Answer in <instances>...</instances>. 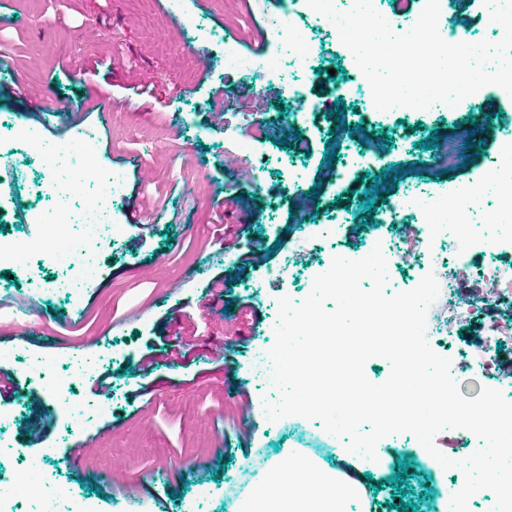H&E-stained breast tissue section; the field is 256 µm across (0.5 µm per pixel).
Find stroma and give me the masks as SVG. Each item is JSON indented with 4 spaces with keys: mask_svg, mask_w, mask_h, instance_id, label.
<instances>
[{
    "mask_svg": "<svg viewBox=\"0 0 512 512\" xmlns=\"http://www.w3.org/2000/svg\"><path fill=\"white\" fill-rule=\"evenodd\" d=\"M284 0H186L185 14L173 15L169 0H0V169L18 173L14 191L0 193V236L22 244L31 229L29 210H54L56 195L40 161L22 144L34 129L54 146L72 144L71 130L40 126L33 104L62 107L81 128L95 132L89 156L98 173L117 169L122 191L108 208L110 222L123 225L118 239L107 238L91 254L96 278L83 284L79 308H71L69 283L61 270L39 255L10 264L0 261V352L24 392L0 400V485L15 487L31 459H42L47 482L68 493L94 498L97 512H239L228 503L231 487L249 466L264 458L297 455L302 424L273 425L265 415L267 395L253 381L254 349L274 342L271 327L278 298L303 300L310 292L308 272L324 255L322 247L295 253L305 222L338 225V243L359 250L379 222L366 204L381 205L372 192L373 177L392 173L393 195L417 184L437 192L488 177L501 151V134L512 130V99L486 86L452 112L439 108L381 112L366 107L361 85L341 64L331 33L315 28L320 52L316 73L303 78L287 67L289 80H303L318 110L307 123L297 122L284 82H262L220 67L205 35L188 32L191 18L204 27L224 30L229 41L251 54L267 20L281 12ZM451 13L464 15L453 31L478 40H494L482 0H453ZM335 70L333 82L321 83L319 70ZM287 79V80H288ZM123 101L125 110L104 113L103 98ZM222 107L224 123H208L212 106ZM488 113L481 125L475 118ZM192 114L185 123L184 114ZM342 122H335V114ZM269 116L279 122L277 138L262 136L258 154L266 159L254 180L234 181L224 167L234 152V132L247 117ZM365 128L366 139L355 136ZM458 132L480 146L466 165L436 172L432 150L420 147L433 134ZM313 145L311 155L291 150L298 139ZM371 158L368 169H354L344 185L324 180L326 157L335 166L354 154ZM196 163L184 165V155ZM347 205H336L340 194ZM238 197L236 208L225 207ZM160 212L155 232L141 246L130 242L139 230L129 219L138 201ZM253 221L244 232L234 224L239 212ZM285 240L269 264L241 270L235 258L249 247ZM232 262H225V255ZM294 262L292 278L274 272ZM42 298L37 335L21 336L12 323L21 298ZM178 338L186 356L159 364L147 374L141 357L160 352ZM50 355L58 375L75 364L91 362L95 371H115L112 391L96 394L89 378L78 379L73 398L83 403L80 418L47 391L33 375L28 359ZM35 392L52 418L42 444L27 446L23 430L31 423L28 392ZM149 398V416L140 411ZM98 437L94 452L66 456L80 440ZM141 453L129 457L130 444ZM377 512H397L392 477L407 465L408 512H448L446 502L457 483L425 466L414 439L386 437L379 450Z\"/></svg>",
    "mask_w": 512,
    "mask_h": 512,
    "instance_id": "obj_1",
    "label": "stroma"
}]
</instances>
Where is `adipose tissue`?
Returning a JSON list of instances; mask_svg holds the SVG:
<instances>
[{"label": "adipose tissue", "instance_id": "adipose-tissue-1", "mask_svg": "<svg viewBox=\"0 0 512 512\" xmlns=\"http://www.w3.org/2000/svg\"><path fill=\"white\" fill-rule=\"evenodd\" d=\"M366 498L362 482L325 473L305 458L289 466L277 459L267 461L244 512H352Z\"/></svg>", "mask_w": 512, "mask_h": 512}]
</instances>
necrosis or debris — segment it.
<instances>
[{
	"mask_svg": "<svg viewBox=\"0 0 512 512\" xmlns=\"http://www.w3.org/2000/svg\"><path fill=\"white\" fill-rule=\"evenodd\" d=\"M314 21L330 27L326 17L316 13L306 0H290L284 12L269 21L270 31L277 37L283 51L289 52L297 67L308 70L315 56L316 44L306 26ZM208 38L218 49V58L225 68L249 75L255 80L281 78L278 58L265 54H242L238 47L226 41L220 30H211ZM28 152L38 158L44 166L53 186L58 191V206L52 212H36L30 219L36 228L24 246L14 244L0 246V258L18 257L20 252L39 254L51 263L66 270L75 283L70 300L79 306L81 294L78 286L92 280L97 267L87 261L86 256L100 244L105 234L121 237V225H107L106 209L111 198L116 196L123 184V174L114 170L105 177L101 197L86 204L80 216V231L72 233L67 220V208L75 188L84 186L92 175L88 160H75L72 149L48 145L36 135L24 139ZM484 189L477 183L455 190L449 195H438L422 191L420 186L408 185L405 191L385 204L381 214L382 225L390 224L409 210L424 216L431 233L427 240L407 251L398 250L385 240L380 229L373 230L364 252H371L374 245H381L389 267L417 265L424 271L433 272L439 283V294L435 307L447 309V319L426 318V337L433 350L451 360L462 361L463 357L478 356L482 372L499 374L503 361L512 358V322L504 313L512 306V220L502 217L500 212L489 215L495 233L489 234L475 224L449 225L444 217L445 209L464 211L468 202ZM452 231L455 248L451 255H437L433 244L444 231ZM476 325L478 332L469 336L462 350L448 347V326L466 330Z\"/></svg>",
	"mask_w": 512,
	"mask_h": 512,
	"instance_id": "obj_1",
	"label": "necrosis or debris"
}]
</instances>
